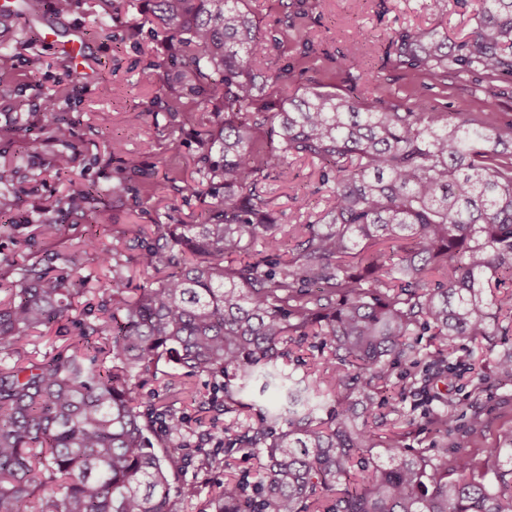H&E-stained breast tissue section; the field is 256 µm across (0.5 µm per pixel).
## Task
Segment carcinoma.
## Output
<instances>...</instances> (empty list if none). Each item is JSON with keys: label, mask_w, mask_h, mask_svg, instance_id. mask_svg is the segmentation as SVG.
<instances>
[{"label": "carcinoma", "mask_w": 512, "mask_h": 512, "mask_svg": "<svg viewBox=\"0 0 512 512\" xmlns=\"http://www.w3.org/2000/svg\"><path fill=\"white\" fill-rule=\"evenodd\" d=\"M476 27L451 42L437 30L391 37L385 64L419 71L442 84L480 71L512 74V0H477ZM164 46L153 70L170 121L193 96L211 108L212 126L195 125V174L168 192L208 197L197 224L158 221L150 235L131 230L146 284L112 253L111 280L95 321L71 316L82 292L64 269L44 258L28 262L15 281L0 283V512H172V493L193 497L197 486L171 478L184 456L158 445L184 436L169 397L136 402L137 380L159 365L205 376L223 394L224 409L243 406L241 393L280 394L257 422L204 434L215 443L210 469H226V448L266 458L252 493L225 475L214 512H512V430L471 451L483 428H455L446 394L433 390L461 371L452 359L463 337L486 342L512 333V122L500 125L470 112H427L414 102L361 106L349 96L311 87L270 101L286 74L268 67V44L246 0H152ZM31 120L0 125L10 142L49 126L70 142L73 122L57 111L49 90ZM317 165L326 208L299 224L281 223L258 185L286 179L293 161ZM17 171L0 165V214L16 198ZM135 157L116 168L115 188L138 194ZM97 187L68 190L44 209L37 228L49 234L64 211L92 223ZM61 320L73 323L68 344L43 360L21 355L30 333ZM429 329L437 344L418 351L413 337ZM320 355H296L305 340ZM411 381L392 382L397 364ZM497 376L512 381V354L495 357ZM402 403L420 398L431 428L450 437L434 458L381 436L375 394ZM385 448L393 463H378ZM340 486L327 499L322 492Z\"/></svg>", "instance_id": "obj_1"}]
</instances>
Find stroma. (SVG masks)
<instances>
[{
  "label": "stroma",
  "instance_id": "1",
  "mask_svg": "<svg viewBox=\"0 0 512 512\" xmlns=\"http://www.w3.org/2000/svg\"><path fill=\"white\" fill-rule=\"evenodd\" d=\"M261 30L275 35L270 52L275 67H288L292 79L274 90V97H292L304 86L344 94L366 105L377 101L421 100L430 112H484L497 122L512 120V76L486 79L478 73L451 78L434 85L422 74L385 67L384 51L390 35L404 30L438 29L456 40L476 25V0H248ZM297 14L295 27L283 23L287 9ZM163 40L161 29L148 11L129 8L113 13L109 0H80L70 12L56 17L47 11L33 14L20 10L0 19V122L26 117L27 105L37 102L41 91H58V105L75 122L78 150L68 143L47 140L31 148L27 140L8 145L5 156L20 170L16 184L19 197L11 216L16 224L13 238H0V274L16 279L24 263L53 256L57 266L68 267L72 280L83 283L74 300L72 314L95 320L108 272L102 264L105 250L118 247L128 266H135L137 251L130 245L129 229L150 227L157 217L168 214L184 224L197 223L205 209L203 200L170 194L159 203L152 193L156 179L169 176L177 181L195 175L196 146L187 132L173 128L157 87L146 85L141 76ZM40 56L39 72L29 70L28 61ZM110 85L103 94L102 85ZM74 152L70 172L55 175L56 155ZM138 157L145 169L138 195L116 190L113 170L117 160ZM316 167L310 161L296 162L288 180L267 181L285 224H296L300 213L294 199L307 197L311 211L325 207L324 194L314 193ZM96 184L99 231L58 213L59 230L50 237L34 236L41 209L78 184ZM95 246H85L89 235ZM456 358L475 368L455 381L450 391V413L459 426H466L474 411H481L486 427L474 437L473 452L499 442L512 428V382L498 380L492 355L483 344L459 340ZM176 384L190 388L194 396L179 403L184 419L187 464L184 480L195 482L199 492L174 501L176 512H208L222 472L201 469L210 444H199L203 431L227 425L254 423V412L224 411L204 379L176 377ZM483 392H475L477 383ZM208 411H200L201 402ZM403 435L405 447L431 457L441 447L438 434L414 410L402 403L399 413L387 416Z\"/></svg>",
  "mask_w": 512,
  "mask_h": 512
}]
</instances>
